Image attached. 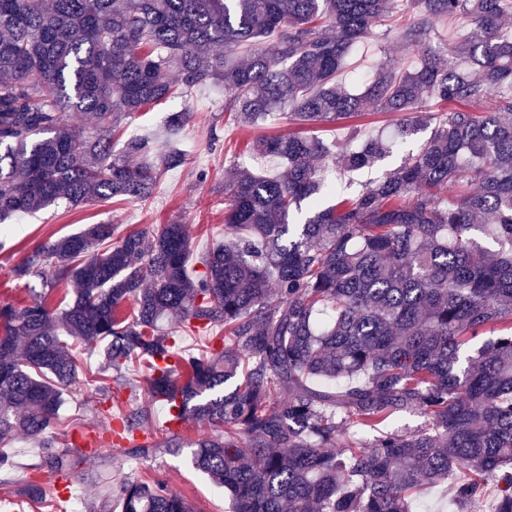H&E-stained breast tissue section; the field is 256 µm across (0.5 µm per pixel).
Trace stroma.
Masks as SVG:
<instances>
[{"label": "stroma", "instance_id": "1", "mask_svg": "<svg viewBox=\"0 0 512 512\" xmlns=\"http://www.w3.org/2000/svg\"><path fill=\"white\" fill-rule=\"evenodd\" d=\"M386 61L405 67L412 66L395 35L362 48L353 62V72L343 73V81L353 76L367 77L376 63ZM223 89L211 87L194 91L186 100L175 99L151 110L135 114L126 127L130 135L161 133L170 112L190 107L193 119L179 136L187 153L182 167L164 173L153 197L145 203H115L103 200L90 205L73 207L63 203L35 215H19L11 221V231L0 235V304L26 305L30 300V281L15 278L13 267L27 252L39 244L79 232L88 224H112L117 234L145 224L180 222L190 225L192 249L201 253L224 238V208L228 202L224 181L234 167H249L266 173L278 172L273 162H262L246 152L247 142L263 134L291 131L286 118L265 123L252 130H242L225 122ZM68 428L69 438L86 453L72 477V502L82 505L87 499L111 496V485L101 483L97 476L107 471L108 449L96 448L95 438L109 435L116 422L100 413V396L94 387L82 389L78 397L68 398L60 410ZM9 455L15 468L8 473V486L0 485V512H35L19 490L35 481L52 489L57 479L48 470L38 468L42 453L34 441L16 437L10 444ZM123 476L160 479L173 491L192 502L196 512H231L227 494L219 492L210 480L193 469L188 453H160L125 465Z\"/></svg>", "mask_w": 512, "mask_h": 512}]
</instances>
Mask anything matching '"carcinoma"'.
Segmentation results:
<instances>
[{
  "label": "carcinoma",
  "instance_id": "carcinoma-1",
  "mask_svg": "<svg viewBox=\"0 0 512 512\" xmlns=\"http://www.w3.org/2000/svg\"><path fill=\"white\" fill-rule=\"evenodd\" d=\"M0 0V232L64 201L144 203L180 167L174 143L112 142L144 107L218 85L240 127L280 112L293 125L368 112L391 135H262L251 153L284 174L238 168L225 184L224 242L190 264L187 224H110L43 243L15 266L40 279L30 303L0 304V446L42 444L37 467L71 478L56 446L63 394L93 385L112 405L131 364L169 422L217 428L185 442L146 433L151 406L117 414L128 442L112 464L191 449L232 512H413L424 483L457 474L454 512H512V0ZM475 29L431 45L434 22ZM394 31L414 68L383 63L355 93L337 80L375 31ZM173 69L175 82L163 78ZM491 112L472 107L490 94ZM80 116L82 123L70 124ZM417 153L354 198L329 203L338 174L372 167L420 132ZM451 193L448 202L440 191ZM62 280L72 283L54 305ZM221 328L218 345L179 348ZM494 337L473 348L483 333ZM100 348L92 368L81 355ZM246 371L236 388L224 383ZM417 412L412 432H383ZM119 512H194L156 480L124 478Z\"/></svg>",
  "mask_w": 512,
  "mask_h": 512
}]
</instances>
